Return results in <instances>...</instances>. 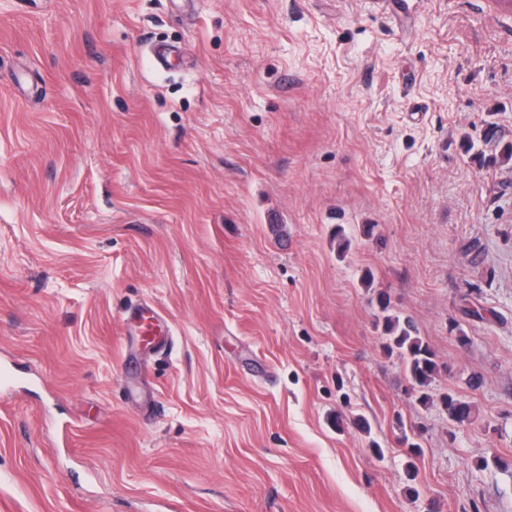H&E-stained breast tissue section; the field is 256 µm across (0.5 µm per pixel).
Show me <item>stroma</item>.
<instances>
[{
  "mask_svg": "<svg viewBox=\"0 0 512 512\" xmlns=\"http://www.w3.org/2000/svg\"><path fill=\"white\" fill-rule=\"evenodd\" d=\"M510 143L505 0H0V512H512ZM376 305L379 310L378 319L382 320L385 336V348L396 353L405 363L412 389L418 393L417 399L422 404L431 401L428 388L439 372L434 353L419 336L409 318L401 321L399 316L389 314L390 298L387 293H377ZM128 321V332L139 336L145 345L156 349L165 346L166 338L158 331L151 310L145 308L132 309ZM441 403L449 420L459 425L470 423L475 417L474 405L462 401L451 393L442 396Z\"/></svg>",
  "mask_w": 512,
  "mask_h": 512,
  "instance_id": "obj_1",
  "label": "stroma"
}]
</instances>
